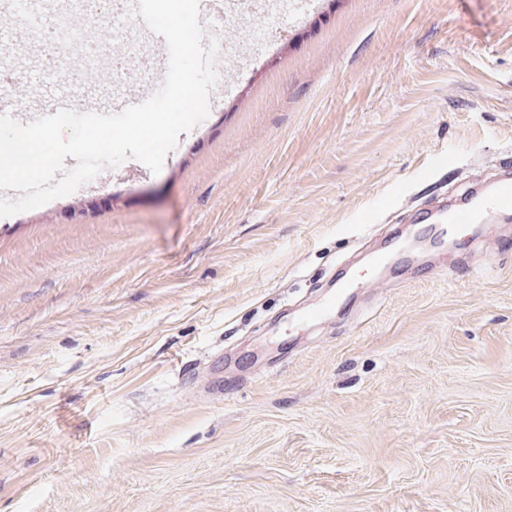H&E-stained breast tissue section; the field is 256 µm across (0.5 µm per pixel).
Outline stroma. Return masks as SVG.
I'll list each match as a JSON object with an SVG mask.
<instances>
[{
	"mask_svg": "<svg viewBox=\"0 0 512 512\" xmlns=\"http://www.w3.org/2000/svg\"><path fill=\"white\" fill-rule=\"evenodd\" d=\"M288 11L159 173L0 218V512H512V211H405L512 161V0Z\"/></svg>",
	"mask_w": 512,
	"mask_h": 512,
	"instance_id": "1",
	"label": "stroma"
}]
</instances>
